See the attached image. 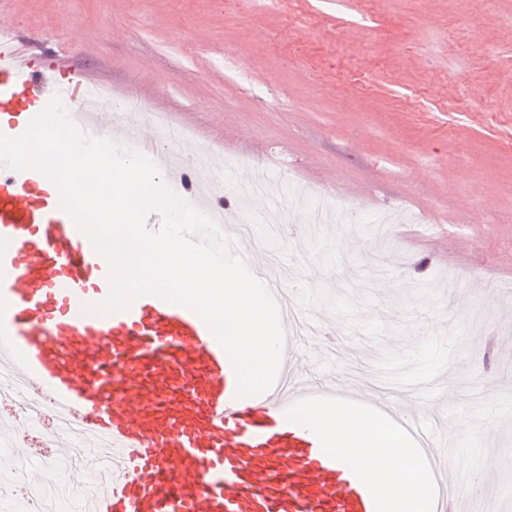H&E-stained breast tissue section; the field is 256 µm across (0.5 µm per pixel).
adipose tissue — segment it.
I'll list each match as a JSON object with an SVG mask.
<instances>
[{
	"label": "adipose tissue",
	"instance_id": "ef3b65f1",
	"mask_svg": "<svg viewBox=\"0 0 512 512\" xmlns=\"http://www.w3.org/2000/svg\"><path fill=\"white\" fill-rule=\"evenodd\" d=\"M297 422L366 479L382 512H428L431 478L396 432L352 407H311Z\"/></svg>",
	"mask_w": 512,
	"mask_h": 512
}]
</instances>
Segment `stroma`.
<instances>
[{"instance_id":"obj_1","label":"stroma","mask_w":512,"mask_h":512,"mask_svg":"<svg viewBox=\"0 0 512 512\" xmlns=\"http://www.w3.org/2000/svg\"><path fill=\"white\" fill-rule=\"evenodd\" d=\"M512 0H0V25L106 78L113 101L168 113L232 158L215 202L274 181L264 228L305 223L319 192L354 210L303 249L275 241L302 308L335 340L305 365L447 419L498 407L492 482L457 512L512 505ZM453 270L467 288L448 292ZM445 370L449 388L420 377Z\"/></svg>"}]
</instances>
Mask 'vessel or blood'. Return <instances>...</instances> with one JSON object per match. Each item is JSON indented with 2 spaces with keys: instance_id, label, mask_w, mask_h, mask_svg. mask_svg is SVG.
<instances>
[{
  "instance_id": "obj_1",
  "label": "vessel or blood",
  "mask_w": 512,
  "mask_h": 512,
  "mask_svg": "<svg viewBox=\"0 0 512 512\" xmlns=\"http://www.w3.org/2000/svg\"><path fill=\"white\" fill-rule=\"evenodd\" d=\"M97 84L58 51L0 32V134H22L54 94L87 101ZM91 137L128 142L138 127L88 108ZM40 173L0 166V421L40 400L70 423L50 438L97 449L92 512H381L367 484L294 425L307 406L355 404L398 428L413 448H457L432 427L427 402L403 411L328 379L302 380L286 343L288 384L237 397L233 365L203 319L154 295L102 316L83 304L109 293L107 261L58 207Z\"/></svg>"
}]
</instances>
